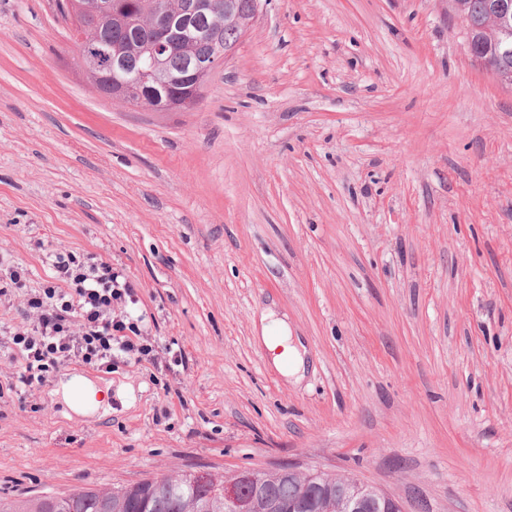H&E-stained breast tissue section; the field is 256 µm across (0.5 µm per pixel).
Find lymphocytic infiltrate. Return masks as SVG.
I'll return each instance as SVG.
<instances>
[{"label":"lymphocytic infiltrate","instance_id":"lymphocytic-infiltrate-1","mask_svg":"<svg viewBox=\"0 0 512 512\" xmlns=\"http://www.w3.org/2000/svg\"><path fill=\"white\" fill-rule=\"evenodd\" d=\"M42 261L53 281L25 299V322L10 328L17 373L28 391L71 364L111 368L116 354L139 361L153 357L130 306L134 288L110 261L66 249L46 251Z\"/></svg>","mask_w":512,"mask_h":512}]
</instances>
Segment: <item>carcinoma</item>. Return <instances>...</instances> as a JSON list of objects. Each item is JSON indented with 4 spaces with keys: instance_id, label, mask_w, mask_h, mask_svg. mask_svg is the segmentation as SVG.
<instances>
[{
    "instance_id": "carcinoma-1",
    "label": "carcinoma",
    "mask_w": 512,
    "mask_h": 512,
    "mask_svg": "<svg viewBox=\"0 0 512 512\" xmlns=\"http://www.w3.org/2000/svg\"><path fill=\"white\" fill-rule=\"evenodd\" d=\"M198 28L206 36L177 41L166 54V65L177 76L189 74L194 58L207 57L215 48L234 44L239 35L212 21L198 20ZM154 32H137L122 27H107L101 41L124 51L125 76L131 89H137L135 78L147 68L146 47ZM224 477L203 481L194 471L164 477H150L112 489L86 488L66 495L43 493L26 499L0 496V512H224ZM265 494L279 500L293 512H324L336 507L343 493L341 477L304 483L288 475H270L264 482Z\"/></svg>"
}]
</instances>
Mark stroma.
I'll list each match as a JSON object with an SVG mask.
<instances>
[{
    "instance_id": "obj_1",
    "label": "stroma",
    "mask_w": 512,
    "mask_h": 512,
    "mask_svg": "<svg viewBox=\"0 0 512 512\" xmlns=\"http://www.w3.org/2000/svg\"><path fill=\"white\" fill-rule=\"evenodd\" d=\"M69 34L0 0V264L111 260L159 357L29 393L0 346V495L295 463L512 512V91L450 0H261L189 112L103 98ZM262 340L270 350H274L279 346L283 347V351L275 356L274 363L288 376L297 375L303 370V356L297 347L289 342L288 326L284 321L272 320L269 324L264 325Z\"/></svg>"
}]
</instances>
